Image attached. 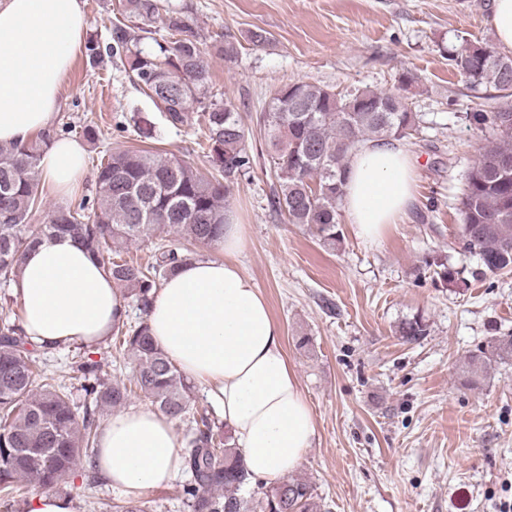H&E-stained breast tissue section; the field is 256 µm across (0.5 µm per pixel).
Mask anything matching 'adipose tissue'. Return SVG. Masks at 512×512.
I'll return each mask as SVG.
<instances>
[{"instance_id": "adipose-tissue-1", "label": "adipose tissue", "mask_w": 512, "mask_h": 512, "mask_svg": "<svg viewBox=\"0 0 512 512\" xmlns=\"http://www.w3.org/2000/svg\"><path fill=\"white\" fill-rule=\"evenodd\" d=\"M88 29L84 0H0V144L51 129ZM85 153L78 141L52 139L38 161L43 185L61 197L74 193ZM415 200L405 141L367 140L349 151L342 206L356 237L380 244ZM245 239L244 225L226 224L209 255L181 264L155 290L146 321L155 346L207 391L250 474L274 482L300 467L317 427L266 298L233 260ZM12 289L25 336L47 350L102 343L126 311L106 270L62 234L38 240ZM182 446L172 420L131 409L103 424L93 463L135 498L182 470Z\"/></svg>"}]
</instances>
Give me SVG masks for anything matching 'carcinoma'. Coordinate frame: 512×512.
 I'll return each instance as SVG.
<instances>
[{
    "label": "carcinoma",
    "instance_id": "1",
    "mask_svg": "<svg viewBox=\"0 0 512 512\" xmlns=\"http://www.w3.org/2000/svg\"><path fill=\"white\" fill-rule=\"evenodd\" d=\"M119 11L123 19L113 24L110 49L123 56L137 86L166 122L181 126L189 110L197 108L213 172L203 174L154 150L113 152L98 168L100 204L94 216L85 214L82 203L60 205L47 221L35 224L37 164L49 135L25 145L0 146V278L10 282L17 277L25 252L40 237L66 234L84 245L145 313L160 281L197 256L196 246L223 233L234 184L250 173L255 157L239 107L210 92L206 50L188 18L179 10H160V0H119ZM211 50L229 61L238 54L237 45L222 37ZM449 61L467 85L492 88L502 99L494 112L477 105L465 116L491 139L463 189L461 235L464 250L481 261L480 275L512 272V123L503 120L512 119V58L491 46L465 43ZM257 124L270 146L273 208L333 249L340 243L348 151L366 140H404L420 131L417 113L393 92L337 93L304 81L276 87ZM165 228L183 242L175 248L157 245L146 264L112 259L127 245ZM113 334L119 336V351L131 360V386L108 382L101 363L86 352L70 365L90 398L80 411L64 380L39 369V349L20 326L0 319V499L9 498L20 479L46 491L60 485L96 447L100 416L125 406L135 393L166 416L188 422L183 459L192 480L182 490L188 512L326 510L304 480L287 478L268 486L251 476L232 447L231 434L208 411H192V383L154 346L145 321L133 326L119 321ZM427 334L428 325L418 317L399 327L406 342ZM511 363L512 335L493 336L461 359L460 371L464 383L476 388L490 372Z\"/></svg>",
    "mask_w": 512,
    "mask_h": 512
}]
</instances>
